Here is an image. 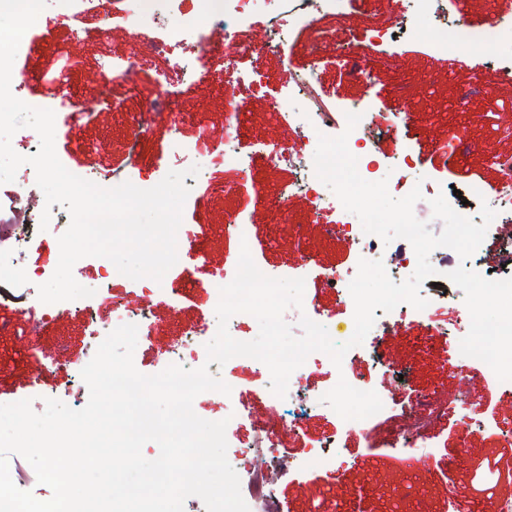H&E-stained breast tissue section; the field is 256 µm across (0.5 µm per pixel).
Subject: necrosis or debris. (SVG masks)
<instances>
[{"label": "necrosis or debris", "instance_id": "obj_1", "mask_svg": "<svg viewBox=\"0 0 512 512\" xmlns=\"http://www.w3.org/2000/svg\"><path fill=\"white\" fill-rule=\"evenodd\" d=\"M351 0H283L288 13L287 26H280L278 20H270V31L279 39H287L291 34L310 32L315 28L318 15L342 13ZM126 15L132 36L137 39L136 49L139 56L154 57L173 54L181 46L190 44L196 50L193 63L177 60L176 65L186 79L187 85L199 84L207 78L209 71L206 58L210 53L209 34L213 27L224 29V43L234 55L257 54L265 51L268 41L256 38L254 28L257 24L258 0H202L205 16H198L186 10V0H125ZM163 17L167 21L162 38L146 40L140 32L147 27L150 19ZM412 40L425 42L444 52H453L467 48L472 34L463 21H456L453 30L427 29L412 26L408 29ZM350 112L359 114L360 121L348 136L347 145L358 154V164L362 177L368 181L380 180L379 171L374 170V161L370 157L372 144L371 128L374 121L369 107L353 104ZM289 127L304 139L305 145L296 152L287 147L269 148L271 159H286L299 171V178L289 185L276 200L279 208H287L293 195L309 196L314 210L322 211L327 207L321 187V181L314 173L312 158L318 145L319 133L335 127L331 113L291 112ZM492 165L499 173L498 187L495 191L493 206L501 216L499 226V245L490 257L480 258L477 272L485 281L488 289L497 291L499 299L500 323L502 334L495 340L492 352L472 351L469 345H462L463 354L473 355L476 362L486 365L504 384L512 385V155L497 154L491 158ZM26 189H18L10 203L0 206V298L17 299L35 295L33 276H25L23 284H16L17 262L32 242L40 227L42 210L30 200ZM444 404H433L424 399L406 413L396 430L399 438L410 441L412 447L423 445V429L432 422L449 413ZM299 417L288 421L275 420L248 436L243 448L232 465L245 471L248 476L247 494L259 512H279L273 493V477L264 467L253 465L251 456L257 452H273L277 448L283 433L295 430Z\"/></svg>", "mask_w": 512, "mask_h": 512}]
</instances>
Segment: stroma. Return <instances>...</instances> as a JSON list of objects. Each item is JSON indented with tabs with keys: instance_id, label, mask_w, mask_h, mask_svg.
<instances>
[{
	"instance_id": "stroma-1",
	"label": "stroma",
	"mask_w": 512,
	"mask_h": 512,
	"mask_svg": "<svg viewBox=\"0 0 512 512\" xmlns=\"http://www.w3.org/2000/svg\"><path fill=\"white\" fill-rule=\"evenodd\" d=\"M69 9L68 0H47L37 27L24 35L38 49L18 52L12 79L21 85L20 100L46 104L58 112L55 149L70 172L87 174L105 188L116 176L157 179L182 168L171 154L174 137L197 141L205 157L211 150L223 149L227 113L240 115L236 146L251 157V178L228 195L224 183L231 180V173L212 168L183 209L182 226L197 237L195 276L202 282L216 272L228 280L235 276L240 246L234 230L226 226L232 214L249 215L253 261L276 277H292L291 266L302 252L337 275L357 274L360 256L355 246L347 237L327 234L316 223L308 199L298 195L287 210L276 207L281 190L297 178L295 168L253 151L260 142L301 145L287 118L276 115L272 107L286 93L293 74L313 72L317 103L339 110L349 102L366 100L375 112L387 114L399 110L401 98L411 101L414 112L408 125L371 149L393 197L406 196L415 179L437 181L452 187L448 202L467 214L465 200L471 188L481 187L489 195L499 181L491 156L512 154V136L502 131L503 125L512 124V79L504 72L512 64V27H501L486 39L482 53L467 48L448 55L406 38L404 29L412 23L407 0H353L347 13L318 18L323 39L316 56L308 35L302 34L279 49L235 58L230 71L223 59H212L210 77L194 87L174 74L172 58L149 59L148 69L168 74L166 88L175 110L170 118L150 126L132 166L117 145L148 111L158 88L134 75L112 78L113 60L131 59L136 53L122 0H109L105 9L86 13L76 27L66 19ZM373 27L393 30L395 37L381 54L364 56L362 64L372 76L363 82L338 58L336 47L345 42L365 45ZM252 69L264 76L262 90L233 77L234 72ZM202 129L209 133L203 141L197 138ZM405 150L419 163L416 174L394 169L395 158ZM298 224L307 227L301 239L293 231ZM57 238L51 229L38 232L19 258V267L28 273L54 272L59 260ZM459 260L455 253H431L435 281L445 286L446 298L420 315L407 310L404 320L391 325L380 343L364 339L348 355L363 387L389 378L395 409L427 395L443 402L462 398L469 403L466 420L451 414L433 424L427 435L431 457L426 460L421 452L396 444L392 416L379 418L366 437L346 431L332 408H320L282 441L281 458L301 463L300 468H284L277 475L276 494L288 512H452L457 505L464 512H491L493 495L512 496V408L506 403L512 392L484 365L471 363L457 350L463 339L482 348L484 332L498 327L496 301L486 296L478 277L453 276ZM105 263L102 257L75 263V280L93 289V296L74 300L65 314L40 329H32L30 318L41 315L42 302L32 301L28 314L16 304L0 305V323L13 328L12 333L0 335V404L28 399L38 413L49 398L74 409L86 406L88 392L69 395L67 371L84 368L95 354L87 322L93 317L99 326H107L122 304L142 294L139 282L123 275L114 279L111 288L98 289ZM305 295L335 322L338 332L347 330L354 311L350 298L312 277L305 280ZM215 303L214 295L202 287L185 289L175 303L156 294L151 313L154 333L139 337L136 368L146 375L163 371L171 364L168 352L180 344L184 329L208 324ZM428 327L437 330L429 339L424 336ZM377 352L390 363V373H383L381 361L374 360ZM224 380L234 391L231 398L207 391L195 398L193 409L209 421L235 415V422L226 428L229 446H237L239 437L252 428L283 417L281 401L264 392L270 381L268 369L235 357L224 366ZM340 432L345 435L340 469L307 466L310 446ZM485 460L492 467L477 476Z\"/></svg>"
}]
</instances>
